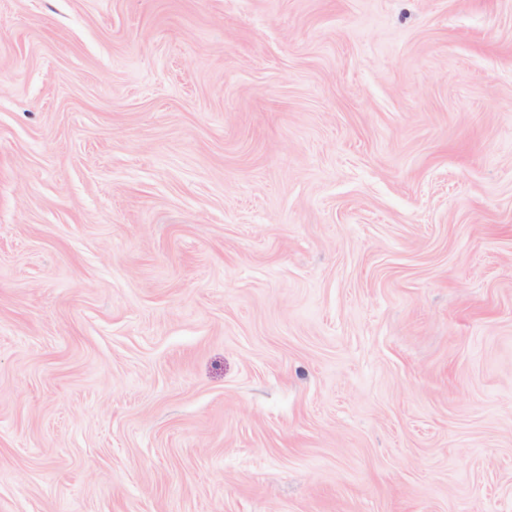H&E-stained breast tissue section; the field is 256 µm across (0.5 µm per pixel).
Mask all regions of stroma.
<instances>
[{
    "label": "stroma",
    "mask_w": 512,
    "mask_h": 512,
    "mask_svg": "<svg viewBox=\"0 0 512 512\" xmlns=\"http://www.w3.org/2000/svg\"><path fill=\"white\" fill-rule=\"evenodd\" d=\"M0 512H512V0H0Z\"/></svg>",
    "instance_id": "1"
}]
</instances>
